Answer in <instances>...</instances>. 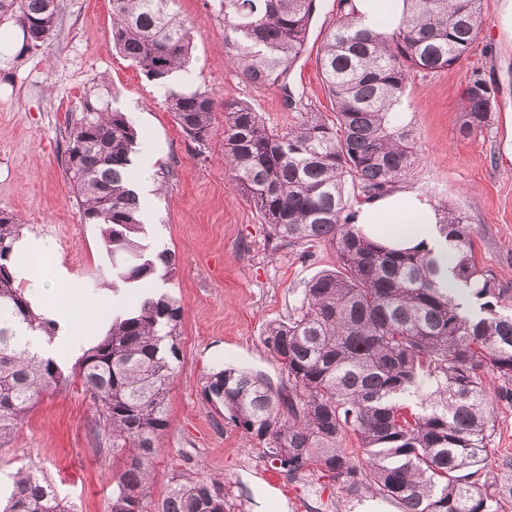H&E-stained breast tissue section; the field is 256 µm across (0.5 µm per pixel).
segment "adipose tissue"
<instances>
[{"label": "adipose tissue", "instance_id": "obj_1", "mask_svg": "<svg viewBox=\"0 0 512 512\" xmlns=\"http://www.w3.org/2000/svg\"><path fill=\"white\" fill-rule=\"evenodd\" d=\"M408 8L407 0H351L348 6L359 26L386 33L398 29ZM356 222L368 238L392 248H445L431 202L410 190H394L360 204ZM14 273L31 304L57 325L54 336L34 341L44 354L70 352L80 340L98 335L100 323L92 315L102 310L103 298L81 295L75 288L47 287L43 270L32 266L17 267Z\"/></svg>", "mask_w": 512, "mask_h": 512}]
</instances>
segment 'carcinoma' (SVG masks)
Listing matches in <instances>:
<instances>
[{"mask_svg": "<svg viewBox=\"0 0 512 512\" xmlns=\"http://www.w3.org/2000/svg\"><path fill=\"white\" fill-rule=\"evenodd\" d=\"M338 0L319 64L336 122L310 107L285 130L269 128L242 100L224 102V156L235 187L268 224L275 246L326 243L338 267L307 282L301 306L270 322L263 344L288 375L275 388L235 368L209 377L206 397L291 479L317 471L354 496L370 492L401 512H503L512 484L488 466L495 410L512 406V290L473 255L466 213L435 205L443 259L431 250H395L366 239L351 223L352 202L383 195L416 164L410 125L392 108L412 75L453 66L482 25L481 0H410L389 33L355 29ZM174 0H112V42L148 81L167 84L186 70L192 24ZM17 22L49 41L58 0H11ZM316 0H220L224 44L245 81L288 93ZM168 110L199 149L213 134L215 98L194 90L170 97ZM492 89L480 77L462 91L460 132L487 126ZM140 133L123 112L85 104L64 165L86 224L101 226L114 288H141L172 272V254L140 241L141 209L129 167ZM21 224L0 212V447L32 405L69 382L33 334L55 333L11 272ZM183 311L147 296L74 364L89 392L97 431L125 457L110 512H228L224 483L173 482L151 500L157 443L168 427V393L180 363ZM357 438L365 461L346 448ZM0 512H67L35 468L12 475Z\"/></svg>", "mask_w": 512, "mask_h": 512, "instance_id": "carcinoma-1", "label": "carcinoma"}]
</instances>
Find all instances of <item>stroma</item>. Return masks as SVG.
<instances>
[{"label":"stroma","instance_id":"1","mask_svg":"<svg viewBox=\"0 0 512 512\" xmlns=\"http://www.w3.org/2000/svg\"><path fill=\"white\" fill-rule=\"evenodd\" d=\"M306 47L287 90L258 89L242 80L224 45L219 0H176L195 25L187 71L161 89L114 48L111 0H59L57 26L39 47L17 44L0 67V212L17 215L24 232L47 241L31 264L52 280L94 292L109 265L95 224L83 223L64 167L68 129L86 103L124 112L155 146L159 186L153 221L142 243L168 248L175 270L151 286L114 291L116 314L137 298L168 295L183 308L181 361L170 386L168 421L154 461L152 496L174 480L204 474L225 484L231 512H401L381 497L353 498L319 475L280 488L263 478L272 464L204 395L210 375L232 367L266 376L273 386L288 376L263 345L269 322L287 319L318 272L336 266L328 245L275 247L269 228L236 189L221 146L225 101L243 100L266 124L282 130L299 105L328 113L332 102L319 68L322 34L336 18L337 0H316ZM482 29L452 67L412 76L401 105L416 137L419 159L400 185L432 202L462 207L473 231L479 267L512 289V30L502 24V0H482ZM495 91L489 127L462 136L461 93L474 74ZM211 91L218 106L207 149L195 150L167 108L169 93ZM97 414L80 381L44 395L0 449V493L23 466L39 468L71 512H108L115 476L123 467L111 445L95 435Z\"/></svg>","mask_w":512,"mask_h":512}]
</instances>
